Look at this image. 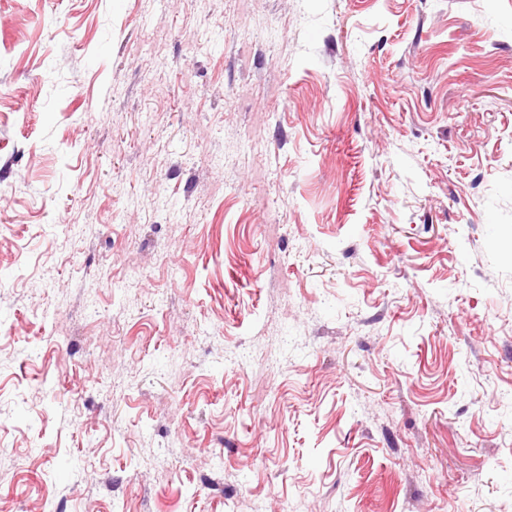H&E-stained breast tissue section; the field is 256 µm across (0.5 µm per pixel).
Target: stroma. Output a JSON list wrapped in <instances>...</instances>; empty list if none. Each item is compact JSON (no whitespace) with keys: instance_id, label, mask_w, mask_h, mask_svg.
<instances>
[{"instance_id":"stroma-1","label":"stroma","mask_w":512,"mask_h":512,"mask_svg":"<svg viewBox=\"0 0 512 512\" xmlns=\"http://www.w3.org/2000/svg\"><path fill=\"white\" fill-rule=\"evenodd\" d=\"M0 512H512V0H0Z\"/></svg>"}]
</instances>
